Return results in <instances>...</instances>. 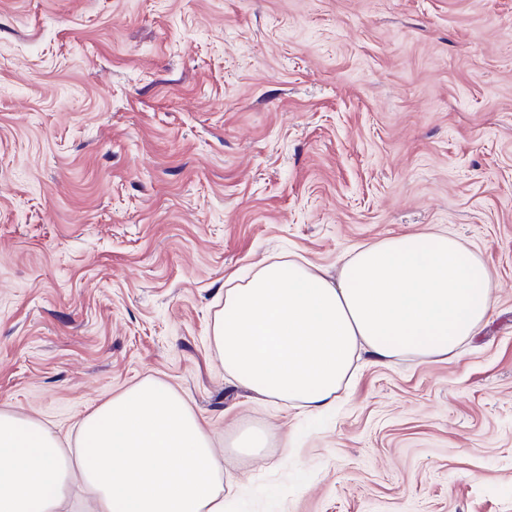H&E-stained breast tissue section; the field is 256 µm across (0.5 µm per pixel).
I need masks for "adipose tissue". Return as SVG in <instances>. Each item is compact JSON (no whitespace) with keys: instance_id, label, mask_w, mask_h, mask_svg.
<instances>
[{"instance_id":"adipose-tissue-1","label":"adipose tissue","mask_w":512,"mask_h":512,"mask_svg":"<svg viewBox=\"0 0 512 512\" xmlns=\"http://www.w3.org/2000/svg\"><path fill=\"white\" fill-rule=\"evenodd\" d=\"M492 274L455 236L425 231L353 246L338 277L273 259L224 290L211 342L253 398L333 408L357 351L444 359L477 336ZM209 432L183 397L146 379L89 412L72 443L0 408V512H62L81 474L90 512H225Z\"/></svg>"}]
</instances>
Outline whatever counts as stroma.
I'll list each match as a JSON object with an SVG mask.
<instances>
[{
  "instance_id": "1",
  "label": "stroma",
  "mask_w": 512,
  "mask_h": 512,
  "mask_svg": "<svg viewBox=\"0 0 512 512\" xmlns=\"http://www.w3.org/2000/svg\"><path fill=\"white\" fill-rule=\"evenodd\" d=\"M432 229L493 277L447 360L320 414L225 375L230 275ZM147 377L230 512H512V0H0V407L66 438ZM266 444V437L262 430L251 429L246 430L239 434L234 442L233 448L245 454H251L259 448H264Z\"/></svg>"
}]
</instances>
